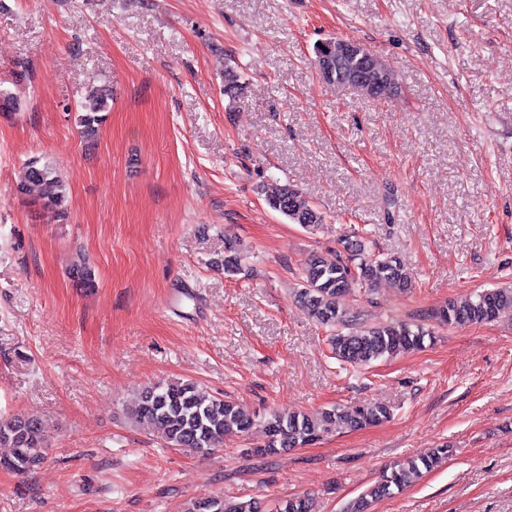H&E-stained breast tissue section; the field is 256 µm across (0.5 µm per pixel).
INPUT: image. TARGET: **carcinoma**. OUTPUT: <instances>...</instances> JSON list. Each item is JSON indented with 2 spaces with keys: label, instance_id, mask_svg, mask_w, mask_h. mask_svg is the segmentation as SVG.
I'll use <instances>...</instances> for the list:
<instances>
[{
  "label": "carcinoma",
  "instance_id": "carcinoma-1",
  "mask_svg": "<svg viewBox=\"0 0 512 512\" xmlns=\"http://www.w3.org/2000/svg\"><path fill=\"white\" fill-rule=\"evenodd\" d=\"M224 95L237 102L245 95V85L232 66L224 72ZM112 107V87L104 82L90 83L80 102L78 123L81 137L87 142L96 140ZM17 192L38 207L49 220L63 221L68 217L67 184L47 162L31 160L25 166ZM267 205L289 222L314 231L326 223L325 216L290 184L262 185ZM346 259L326 260L312 256L303 270L297 300L318 323L335 329L331 350L336 359L349 364L367 365L384 357H392L413 347H422L434 339V332L422 324L406 321H385L373 324L358 323L342 309L343 296L351 285L358 283L370 290L390 283L406 292L412 288L410 274L395 256H366L362 242L349 237L343 240ZM224 274L237 275L242 271V255L231 239L224 247L221 261ZM73 276L83 288L95 287L91 268L79 264ZM512 311V288L484 290L461 301H450L435 313L440 323L452 327L483 324ZM137 424L153 428L160 437L175 448H192L207 452L224 445L227 435H246L254 421L233 402L204 391L193 381H176L148 386L141 390L135 407ZM391 416L389 406L369 403L343 410L338 407L307 413L282 410L264 421L267 441L254 450L257 456H272L290 448H299L320 440L325 434L345 425L351 430L377 425ZM0 445L11 448V454L0 460V466L17 473H27L44 460L46 438L41 424L20 415L0 419ZM449 448H433L406 462L398 464L390 474L367 488L349 503L346 512H368L371 503L391 496L419 478L448 457ZM189 512H263L255 499L228 500L210 496L191 503ZM279 512H314L312 499L297 496L283 501Z\"/></svg>",
  "mask_w": 512,
  "mask_h": 512
}]
</instances>
